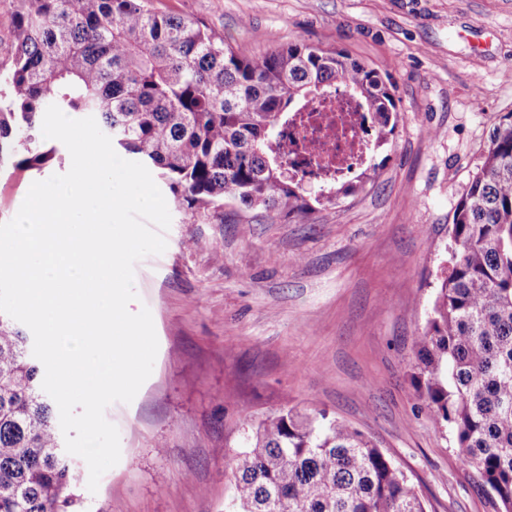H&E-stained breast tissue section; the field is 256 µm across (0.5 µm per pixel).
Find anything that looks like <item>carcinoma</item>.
<instances>
[{"label":"carcinoma","instance_id":"cac0c4a2","mask_svg":"<svg viewBox=\"0 0 512 512\" xmlns=\"http://www.w3.org/2000/svg\"><path fill=\"white\" fill-rule=\"evenodd\" d=\"M16 41L0 69V172L41 169L36 118L48 104L98 118L188 209L232 200L276 214L312 210L289 175V114L333 84L387 143L396 103L381 74L303 41L262 57L204 22L146 0H15ZM358 183L314 197L348 196ZM449 265L418 351V388L496 512H512V112L490 136L457 204ZM20 324L0 313V512H77L73 463ZM236 512H427L409 476L360 430L293 408L262 421L232 469Z\"/></svg>","mask_w":512,"mask_h":512}]
</instances>
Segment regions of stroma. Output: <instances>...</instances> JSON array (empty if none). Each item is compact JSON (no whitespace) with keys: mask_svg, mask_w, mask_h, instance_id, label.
<instances>
[{"mask_svg":"<svg viewBox=\"0 0 512 512\" xmlns=\"http://www.w3.org/2000/svg\"><path fill=\"white\" fill-rule=\"evenodd\" d=\"M260 56L294 41L389 70L398 114L362 190L307 216L228 203L223 220L179 207L163 254L135 265L158 339L151 376L105 416L121 458L82 512H224L233 458L261 421L294 408L344 421L392 456L429 512H494L413 376L453 242L458 202L489 133L512 112V0H148ZM0 176V223L31 184Z\"/></svg>","mask_w":512,"mask_h":512,"instance_id":"35a3bbf8","label":"stroma"}]
</instances>
